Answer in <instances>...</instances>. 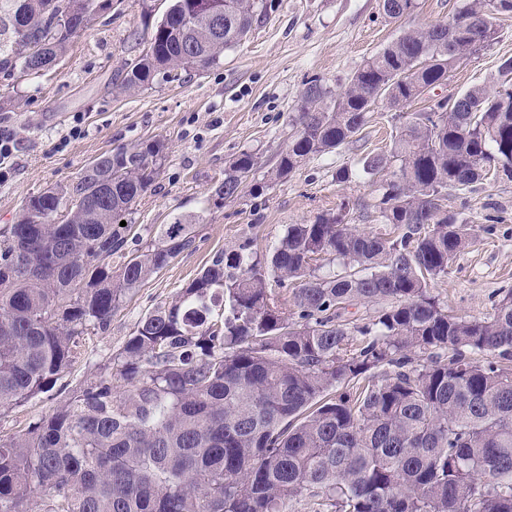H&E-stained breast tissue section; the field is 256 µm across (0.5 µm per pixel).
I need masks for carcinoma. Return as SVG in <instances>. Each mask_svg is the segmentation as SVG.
I'll list each match as a JSON object with an SVG mask.
<instances>
[{"mask_svg":"<svg viewBox=\"0 0 512 512\" xmlns=\"http://www.w3.org/2000/svg\"><path fill=\"white\" fill-rule=\"evenodd\" d=\"M90 0H0V79L49 70ZM224 9L213 30L209 11ZM413 0H383L391 19ZM490 24H478L486 9ZM256 0H172L120 89L218 64L249 31ZM512 0H461L446 22L409 27L340 92L304 88L271 183L360 134L381 101L424 100L497 38ZM427 106L388 153L361 159L376 184L381 237L344 209L288 224L271 257L249 237L214 256L180 296L139 321L104 376L32 428L0 439V512H512V293L484 319L448 313L430 283L448 274L474 225L450 196L512 173V85L498 75ZM166 144L97 157L93 175L32 196L0 227V407L48 391L80 336L105 329L122 299L194 240L197 216L128 255L114 224L156 181ZM258 157L239 153L207 202L256 193ZM108 195L57 221L60 198ZM122 259L112 275V258ZM345 271L320 276L318 257ZM297 286L288 289V281ZM280 288L274 292L273 287ZM378 305L363 323L345 318Z\"/></svg>","mask_w":512,"mask_h":512,"instance_id":"cac0c4a2","label":"carcinoma"}]
</instances>
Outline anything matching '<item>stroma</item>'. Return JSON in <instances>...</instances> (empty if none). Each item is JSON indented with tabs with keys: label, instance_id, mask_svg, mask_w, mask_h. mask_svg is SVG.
<instances>
[{
	"label": "stroma",
	"instance_id": "1",
	"mask_svg": "<svg viewBox=\"0 0 512 512\" xmlns=\"http://www.w3.org/2000/svg\"><path fill=\"white\" fill-rule=\"evenodd\" d=\"M408 17L395 21L382 0H263L262 14L239 43L225 49L218 65L156 78L134 94L119 92L127 63L148 47L155 24L170 0H112L76 35L58 64L36 78L0 82V134L15 148L0 181V225L15 223L29 197L49 184L75 180L102 153L151 138L166 143L159 176L136 203L120 232L130 251L153 243L163 225L178 215H196L195 243L123 300L105 330L82 336L80 354L45 393L0 407V437L8 438L51 413L101 375L140 319L170 302L206 268L213 256L241 239L256 240L269 254L286 225L313 221L322 211L347 207L349 223L387 233L373 205L375 188L358 161L389 151L411 120V110L378 105L362 138L332 153L306 160L287 178L260 194L244 193L222 207L204 209L203 199L243 151L273 166L286 146L290 119L302 90L314 79L340 91L371 55L403 29L451 17L457 0H416ZM512 56V17L499 21L497 40L453 72L433 98L458 95L492 80L502 59ZM81 126L79 138L68 135ZM350 178H336L339 169ZM448 210L474 224L472 245L435 280L434 295L449 311L483 318L512 292V179L488 175L463 194L450 197Z\"/></svg>",
	"mask_w": 512,
	"mask_h": 512
}]
</instances>
